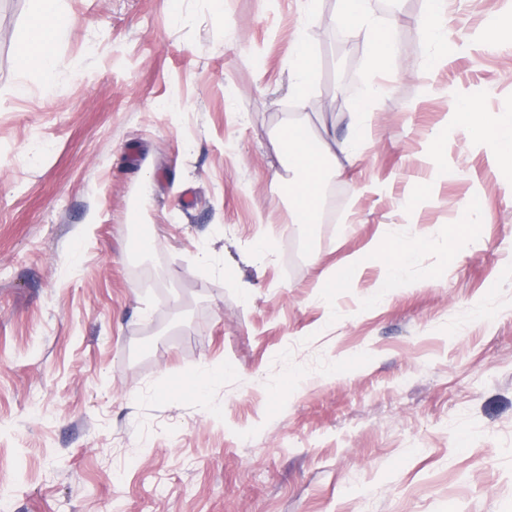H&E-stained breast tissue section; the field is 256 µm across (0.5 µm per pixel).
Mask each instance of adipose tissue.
<instances>
[{
    "label": "adipose tissue",
    "mask_w": 512,
    "mask_h": 512,
    "mask_svg": "<svg viewBox=\"0 0 512 512\" xmlns=\"http://www.w3.org/2000/svg\"><path fill=\"white\" fill-rule=\"evenodd\" d=\"M371 0H339L334 21L355 34L363 36L371 46L372 92H379L377 75L386 71L396 57L395 44L388 30L371 21ZM70 16L62 0H35L34 16L18 38V59L22 71L37 70L44 78L54 71L57 47L68 31ZM459 116L468 126L470 137L490 145L499 168L512 171V118L483 111L479 102L460 99ZM281 139L288 142V188L291 214L295 224L308 228L318 223L320 205L329 173L339 172L336 154L329 143L318 149L308 147L306 129L297 124L284 126Z\"/></svg>",
    "instance_id": "obj_1"
}]
</instances>
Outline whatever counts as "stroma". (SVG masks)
<instances>
[{"mask_svg":"<svg viewBox=\"0 0 512 512\" xmlns=\"http://www.w3.org/2000/svg\"><path fill=\"white\" fill-rule=\"evenodd\" d=\"M63 2L46 80L18 67L31 0H0L6 512H512V173L455 117L463 97L512 114V52L480 45L512 0H450L436 66L430 0L374 10L397 48L377 98L338 0ZM355 112L368 146L301 229L278 133L336 147ZM436 132L443 171L421 162ZM135 212L157 227L140 255ZM418 232L385 285L374 245ZM203 366L204 396L173 392ZM437 1L440 2V7L431 10L421 21V29L428 42L444 48L443 58L447 59L455 50L454 44L448 41V22L444 7L445 4L448 5V2L446 0ZM313 55L303 39L296 41V48L290 61L292 71L291 89L297 97H305L312 83ZM360 265L361 258L354 257L341 266L336 272L334 271L322 285L324 293L326 295L335 294V288H340L344 282L350 281L358 272Z\"/></svg>","mask_w":512,"mask_h":512,"instance_id":"35a3bbf8","label":"stroma"}]
</instances>
